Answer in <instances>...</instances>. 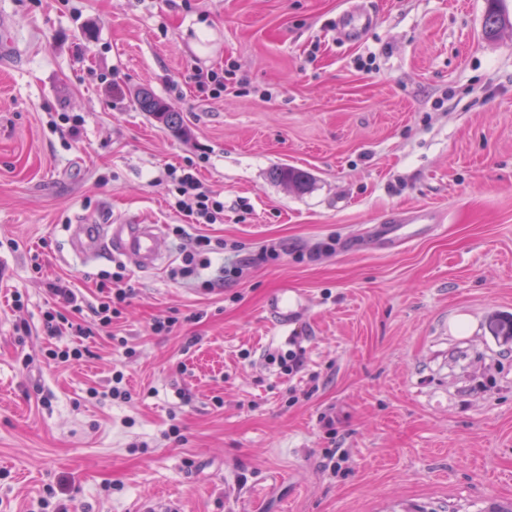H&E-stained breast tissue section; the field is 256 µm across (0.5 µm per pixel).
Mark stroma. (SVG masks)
Masks as SVG:
<instances>
[{"label":"stroma","mask_w":512,"mask_h":512,"mask_svg":"<svg viewBox=\"0 0 512 512\" xmlns=\"http://www.w3.org/2000/svg\"><path fill=\"white\" fill-rule=\"evenodd\" d=\"M353 5L377 20L359 43L335 33ZM485 12L0 0V512H512V339L491 327L512 317V28L488 40ZM142 88L187 136L140 111ZM189 162L223 223L169 208L164 171ZM416 208L442 228L388 253L365 235ZM120 217L161 226L162 265L73 256L68 225ZM199 235L224 249L181 276ZM115 272L134 293L111 330L47 333L48 280L95 303ZM285 284L308 304L283 336L265 304ZM294 339L287 375L268 356ZM116 368L129 401L104 396ZM274 181L288 185L297 191H304L309 182L308 173L292 166H279L272 172Z\"/></svg>","instance_id":"obj_1"}]
</instances>
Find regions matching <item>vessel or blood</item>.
Wrapping results in <instances>:
<instances>
[{
  "mask_svg": "<svg viewBox=\"0 0 512 512\" xmlns=\"http://www.w3.org/2000/svg\"><path fill=\"white\" fill-rule=\"evenodd\" d=\"M375 18L361 9L346 10L337 27L342 39L356 42L373 27ZM435 212L421 208L379 225L377 236L385 245H408L421 237L429 224L434 223ZM69 241L76 256L84 260L96 258L104 252L121 256L137 269L158 267L165 259L160 230L154 224H138L123 218L116 224H75L70 228ZM304 296L295 289L281 287L270 297L267 313L280 331H287L304 310Z\"/></svg>",
  "mask_w": 512,
  "mask_h": 512,
  "instance_id": "1",
  "label": "vessel or blood"
}]
</instances>
